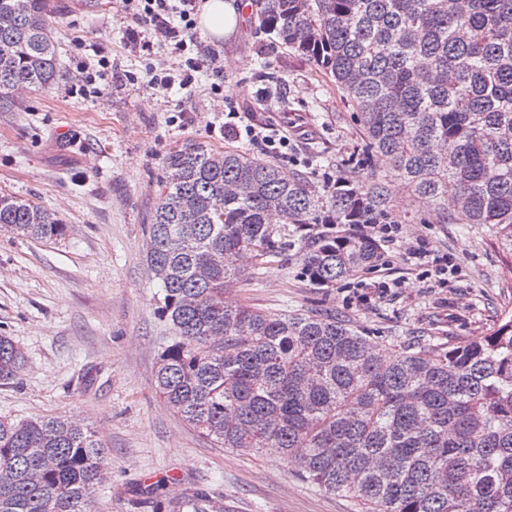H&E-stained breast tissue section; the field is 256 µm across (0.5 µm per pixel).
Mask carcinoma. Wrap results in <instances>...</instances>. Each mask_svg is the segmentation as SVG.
Masks as SVG:
<instances>
[{"label": "carcinoma", "mask_w": 512, "mask_h": 512, "mask_svg": "<svg viewBox=\"0 0 512 512\" xmlns=\"http://www.w3.org/2000/svg\"><path fill=\"white\" fill-rule=\"evenodd\" d=\"M51 0H0V112L58 73ZM256 29L347 91L361 132L356 164L478 224L512 255V0H252ZM146 261L175 340L154 391L220 448H279L298 476L358 512H512V311L497 328L388 359L332 308L272 315L227 301L281 252L333 287L381 260L344 230L399 224L386 184L344 176L323 188L264 157L187 142L164 159ZM0 231L64 235L52 212L0 195ZM26 365L0 334V382ZM105 444L65 416L0 417V512H95ZM157 512H229L192 492Z\"/></svg>", "instance_id": "carcinoma-1"}]
</instances>
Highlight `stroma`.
Wrapping results in <instances>:
<instances>
[{"label": "stroma", "mask_w": 512, "mask_h": 512, "mask_svg": "<svg viewBox=\"0 0 512 512\" xmlns=\"http://www.w3.org/2000/svg\"><path fill=\"white\" fill-rule=\"evenodd\" d=\"M58 15L61 78L0 112V193L55 212L62 238L0 233V334L27 357L17 380L0 383V417L75 415L107 447L109 481L98 512H154L146 488L165 498L190 491L223 497L230 512H355L351 498L299 479L278 449L252 454L216 447L155 395L157 358L173 337L157 306L161 290L146 264V225L165 177L163 158L193 140L249 148L239 128H273L289 141L272 160L314 182L366 178L346 91L308 60L256 33L243 17L224 39L197 29L218 68L195 73L193 91L149 81L156 68L182 77L180 56L161 44L142 50L141 27L123 0L95 11L52 0ZM111 65L104 97L90 96L81 69ZM237 112L236 129L224 125ZM391 203L402 218L382 260L346 282L320 288L301 277L298 249L242 282L235 302L274 315L330 306L388 354L420 336L470 340L490 334L512 309V256L471 224H422V204L403 186ZM450 261H406L411 246Z\"/></svg>", "instance_id": "35a3bbf8"}]
</instances>
